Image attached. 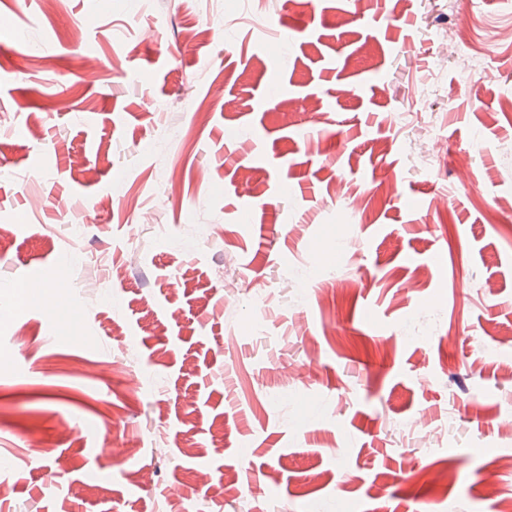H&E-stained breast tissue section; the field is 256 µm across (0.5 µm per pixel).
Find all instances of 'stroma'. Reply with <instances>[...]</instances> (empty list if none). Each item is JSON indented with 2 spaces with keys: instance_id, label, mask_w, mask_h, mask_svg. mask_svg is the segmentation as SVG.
I'll use <instances>...</instances> for the list:
<instances>
[{
  "instance_id": "1",
  "label": "stroma",
  "mask_w": 512,
  "mask_h": 512,
  "mask_svg": "<svg viewBox=\"0 0 512 512\" xmlns=\"http://www.w3.org/2000/svg\"><path fill=\"white\" fill-rule=\"evenodd\" d=\"M1 16L0 512L512 499V0Z\"/></svg>"
}]
</instances>
